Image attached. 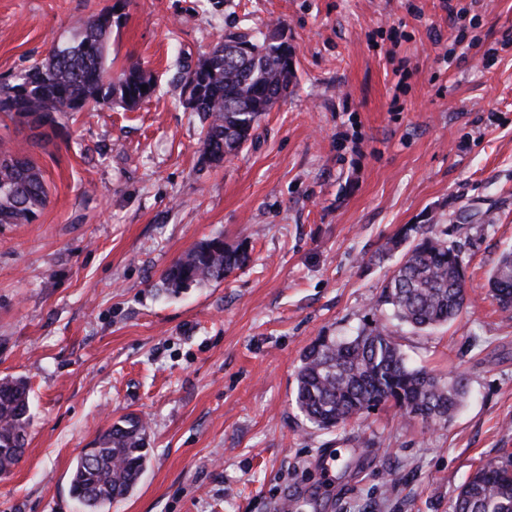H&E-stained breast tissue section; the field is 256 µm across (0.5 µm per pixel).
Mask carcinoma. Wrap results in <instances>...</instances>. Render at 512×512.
I'll return each mask as SVG.
<instances>
[{
	"instance_id": "carcinoma-1",
	"label": "carcinoma",
	"mask_w": 512,
	"mask_h": 512,
	"mask_svg": "<svg viewBox=\"0 0 512 512\" xmlns=\"http://www.w3.org/2000/svg\"><path fill=\"white\" fill-rule=\"evenodd\" d=\"M112 10L81 23L79 37L56 47L14 82L0 84V114L53 142L72 112L119 102L129 109L156 93L153 75L133 64L116 75L106 65ZM248 47L245 55L234 49ZM291 49L267 41V33H229L180 76L181 94L206 122L203 155L212 163L236 154L251 141L263 113L285 99L296 79ZM147 86L141 91V86ZM42 169L29 157L0 144V224H29L46 206ZM401 252L384 280L375 308L418 331L457 320L469 292L459 251L434 225L411 226L387 243ZM246 257L224 249L220 237L205 240L177 259L165 273L164 290L224 280ZM487 286L500 311L512 314V251L503 253ZM387 319V320H389ZM385 319H376L347 339L321 337L302 355L295 403L314 427L335 429L382 405L427 424H446L465 394V378L448 380L410 365ZM30 389L22 378L0 379V475H7L25 452ZM148 464L146 427L136 417L114 423L98 445L82 452L73 467L70 492L90 509L124 499ZM453 512H512V459L490 461L460 487Z\"/></svg>"
}]
</instances>
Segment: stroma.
Masks as SVG:
<instances>
[{"mask_svg":"<svg viewBox=\"0 0 512 512\" xmlns=\"http://www.w3.org/2000/svg\"><path fill=\"white\" fill-rule=\"evenodd\" d=\"M114 2L0 0V83ZM269 24L293 90L210 163L178 73ZM106 58L157 93L71 113L44 148L0 116L48 188L32 223L0 224V378L32 398L0 512H85L72 465L130 415L149 462L108 512H452L470 474L512 456V317L487 290L512 248V0H126ZM421 224L459 250L469 305L394 337L413 366L464 374L461 406L445 426L386 405L314 428L294 400L303 352L372 322L399 259L385 245ZM217 236L244 266L164 292Z\"/></svg>","mask_w":512,"mask_h":512,"instance_id":"1","label":"stroma"}]
</instances>
